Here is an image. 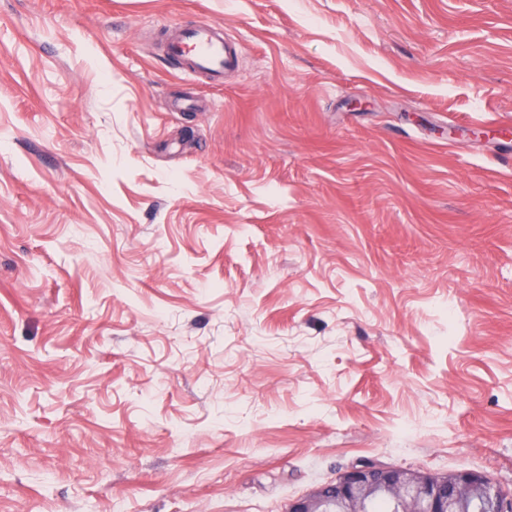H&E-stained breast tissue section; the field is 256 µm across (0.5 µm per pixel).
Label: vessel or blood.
I'll return each instance as SVG.
<instances>
[{
	"label": "vessel or blood",
	"instance_id": "b4317fda",
	"mask_svg": "<svg viewBox=\"0 0 512 512\" xmlns=\"http://www.w3.org/2000/svg\"><path fill=\"white\" fill-rule=\"evenodd\" d=\"M162 51L180 59L187 72L211 85L223 84L225 73L238 65L235 45L226 41L223 27L215 23L178 28L163 42Z\"/></svg>",
	"mask_w": 512,
	"mask_h": 512
}]
</instances>
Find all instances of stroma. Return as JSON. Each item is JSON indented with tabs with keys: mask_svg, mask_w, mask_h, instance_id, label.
<instances>
[{
	"mask_svg": "<svg viewBox=\"0 0 512 512\" xmlns=\"http://www.w3.org/2000/svg\"><path fill=\"white\" fill-rule=\"evenodd\" d=\"M361 463L512 499V0H0V512ZM162 52L179 58L187 72L211 85H223L224 73L238 65L237 48L224 39V28L215 23L178 28L162 43Z\"/></svg>",
	"mask_w": 512,
	"mask_h": 512,
	"instance_id": "1",
	"label": "stroma"
}]
</instances>
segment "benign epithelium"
Returning <instances> with one entry per match:
<instances>
[{
	"label": "benign epithelium",
	"mask_w": 512,
	"mask_h": 512,
	"mask_svg": "<svg viewBox=\"0 0 512 512\" xmlns=\"http://www.w3.org/2000/svg\"><path fill=\"white\" fill-rule=\"evenodd\" d=\"M382 496L395 512H512L499 491L477 473L433 477L420 472L359 464L336 483L294 502L289 512H371Z\"/></svg>",
	"instance_id": "7a95c632"
}]
</instances>
